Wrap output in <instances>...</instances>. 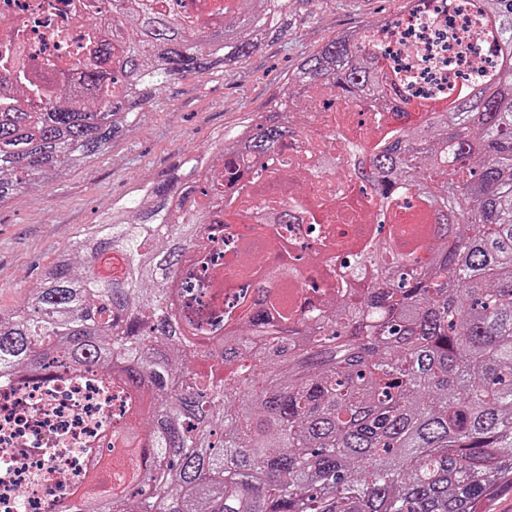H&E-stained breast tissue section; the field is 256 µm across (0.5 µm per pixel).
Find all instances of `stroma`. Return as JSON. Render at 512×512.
I'll return each instance as SVG.
<instances>
[{
	"label": "stroma",
	"instance_id": "stroma-1",
	"mask_svg": "<svg viewBox=\"0 0 512 512\" xmlns=\"http://www.w3.org/2000/svg\"><path fill=\"white\" fill-rule=\"evenodd\" d=\"M404 6L405 0H338L313 7L288 40L272 43L262 57L228 73L190 75L166 87L144 121L65 182L1 204L0 309L18 307L39 288L55 255L113 200L203 150L217 132L257 111L301 57L343 30L389 20Z\"/></svg>",
	"mask_w": 512,
	"mask_h": 512
}]
</instances>
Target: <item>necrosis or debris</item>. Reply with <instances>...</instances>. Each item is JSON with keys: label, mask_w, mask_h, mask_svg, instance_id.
<instances>
[{"label": "necrosis or debris", "mask_w": 512, "mask_h": 512, "mask_svg": "<svg viewBox=\"0 0 512 512\" xmlns=\"http://www.w3.org/2000/svg\"><path fill=\"white\" fill-rule=\"evenodd\" d=\"M102 7V0H0V100L8 101L17 89V50L30 57L54 56L58 70L70 72L73 56L83 53L94 34L88 20ZM359 39L379 47L392 85L422 103L455 95L463 74L495 58L476 0H407L396 18L361 28ZM307 99L306 133L267 156L263 168L243 161L242 190L225 189L223 218L213 225L209 242L214 263L197 255L186 267L212 283L202 301L214 316H223L236 295L253 292V285L235 274L240 265L262 251L271 272L281 256L279 246L258 238L247 207L239 203L243 195L285 205L300 200L319 212V224H308L296 212L281 227L304 284L297 293L300 303L322 302L323 293L309 290L312 282L350 290L361 284L344 265L371 244L372 226L382 212L363 180L353 174L334 177L322 160H341L352 151L368 157L380 136L408 119L358 103L332 108L335 93L323 87L309 89ZM343 203L360 213V221L346 226L336 220ZM118 392V384L94 366L77 372L61 365L42 378L0 382V512H56L60 496L84 474L88 448H107L109 433L125 426L115 410Z\"/></svg>", "instance_id": "necrosis-or-debris-1"}]
</instances>
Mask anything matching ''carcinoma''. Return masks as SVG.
Returning <instances> with one entry per match:
<instances>
[{"label":"carcinoma","instance_id":"cac0c4a2","mask_svg":"<svg viewBox=\"0 0 512 512\" xmlns=\"http://www.w3.org/2000/svg\"><path fill=\"white\" fill-rule=\"evenodd\" d=\"M316 0H233L198 28L164 0H106L112 32L77 58L53 99L0 104V204L62 182L130 131L157 92L186 75L238 68L291 35ZM498 30L500 82L462 91L373 155L386 206L420 209L372 257L357 299L300 308L284 285L266 309L207 342L168 314L184 251H200L245 153L260 163L301 133L288 105L314 86L377 112L393 102L380 52L346 30L299 60L258 112L200 154L112 202L48 267L19 307L0 310V378L40 376L64 357L101 365L137 396L112 433L109 471H137L92 512H489L512 491V0H479ZM457 213L454 238L429 225ZM419 250L427 263L415 261Z\"/></svg>","mask_w":512,"mask_h":512}]
</instances>
